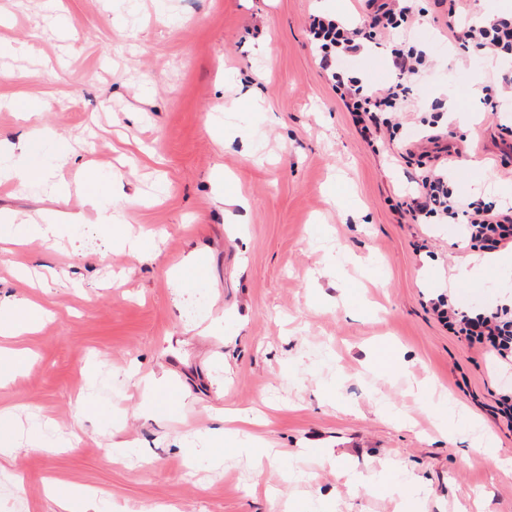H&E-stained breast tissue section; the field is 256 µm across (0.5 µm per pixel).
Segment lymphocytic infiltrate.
Listing matches in <instances>:
<instances>
[{"mask_svg":"<svg viewBox=\"0 0 512 512\" xmlns=\"http://www.w3.org/2000/svg\"><path fill=\"white\" fill-rule=\"evenodd\" d=\"M365 20L353 27L330 16L314 17L310 34L320 61L330 70L336 92L351 113L360 134L373 138L382 130L401 125V114L409 102L414 75L427 64L424 50L396 45L391 50V67L397 79L387 87L373 89L348 76V63L364 43L406 30L410 9L402 0H363ZM448 33L461 49L476 47L490 57L512 56V16H499L486 24L462 20L449 12ZM401 219L423 224L435 219L440 224L463 223L472 247L486 253L512 248V206L496 208L474 201L464 202L448 187L445 175L427 169L420 175L413 193L396 205ZM432 310L449 333L463 341L469 350L512 364V309L471 310L437 298Z\"/></svg>","mask_w":512,"mask_h":512,"instance_id":"f902f5d3","label":"lymphocytic infiltrate"}]
</instances>
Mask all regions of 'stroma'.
Instances as JSON below:
<instances>
[{"instance_id":"obj_1","label":"stroma","mask_w":512,"mask_h":512,"mask_svg":"<svg viewBox=\"0 0 512 512\" xmlns=\"http://www.w3.org/2000/svg\"><path fill=\"white\" fill-rule=\"evenodd\" d=\"M407 4L401 37L430 64L402 128L370 143L309 33L316 15L360 25L358 0H0V42L18 51L0 58V140L45 130L72 149L64 197L0 189V217L90 214L93 171L126 218L67 227L55 249L0 242V296L54 313L22 340L33 366L0 388V410L45 425L38 448L0 427L17 449L0 512H60L50 478L104 512H512V429L490 412L512 366L430 306L511 305L512 278L491 264L452 283L471 253L462 226L394 210L439 143L458 150L457 195L512 201L496 136L512 96L493 112L482 94L512 62L461 51L443 0ZM382 343L401 355L383 375L368 366ZM161 376L175 397L146 413L144 381ZM85 395L109 418L79 431ZM227 409L259 417L269 459L229 445L218 465L187 458L183 440Z\"/></svg>"}]
</instances>
